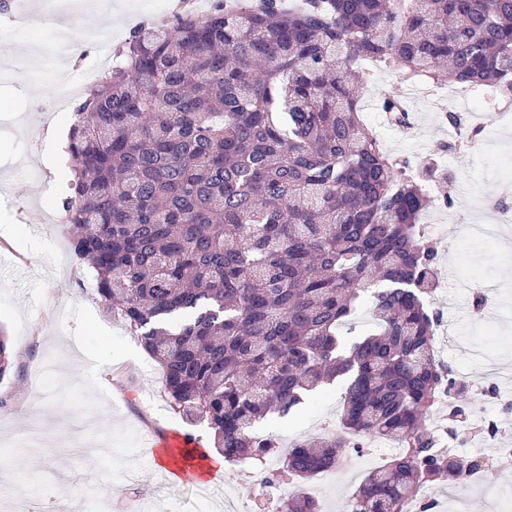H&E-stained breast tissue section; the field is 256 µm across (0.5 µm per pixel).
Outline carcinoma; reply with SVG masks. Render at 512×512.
I'll list each match as a JSON object with an SVG mask.
<instances>
[{"mask_svg": "<svg viewBox=\"0 0 512 512\" xmlns=\"http://www.w3.org/2000/svg\"><path fill=\"white\" fill-rule=\"evenodd\" d=\"M113 57L75 107L62 208L97 294L174 405L213 431L224 461L261 462L276 444L260 423L339 385L341 428L288 448L272 479L394 442L345 512H406L426 486L478 471L431 422L457 380L435 359L426 305L425 178L361 121L354 77L371 60L509 99L512 0L218 2L133 31ZM382 110L408 122L396 92ZM367 297L375 329L347 344ZM14 366L0 333V379ZM279 512L319 505L298 492Z\"/></svg>", "mask_w": 512, "mask_h": 512, "instance_id": "1", "label": "carcinoma"}]
</instances>
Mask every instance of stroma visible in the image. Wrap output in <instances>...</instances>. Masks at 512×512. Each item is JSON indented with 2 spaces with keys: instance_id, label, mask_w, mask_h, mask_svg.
Returning a JSON list of instances; mask_svg holds the SVG:
<instances>
[{
  "instance_id": "stroma-1",
  "label": "stroma",
  "mask_w": 512,
  "mask_h": 512,
  "mask_svg": "<svg viewBox=\"0 0 512 512\" xmlns=\"http://www.w3.org/2000/svg\"><path fill=\"white\" fill-rule=\"evenodd\" d=\"M0 0V55L13 67L0 76V225L10 224L17 236H0V333L8 336L16 356L13 372L0 379V454L15 450L28 428L47 422L45 445L53 454L32 452L17 482L30 498L0 495V512H25L38 501L42 512H57L81 502L88 512H224L220 502L200 495L189 479L162 478L150 445L154 438L179 432L199 445L212 447L206 425H193L172 406L157 363L142 349L122 320L107 312L91 271L70 245L63 224L62 198L69 195L70 167L64 151L48 155L45 123L70 129L73 112L45 118L44 107L55 98L59 80L78 81L95 59L92 30L83 25L81 0H66L62 10L48 12L46 0ZM100 10L119 16L118 26L105 29L112 46L144 25L166 23L172 0H103ZM401 71L364 62L362 119L376 131L390 154L408 160L418 174H431L440 196L472 193L474 205L454 207L441 233L434 235V265L448 276L447 288L431 294L430 305L441 314L436 331L438 359L452 369L471 398L470 413L456 438L447 445L470 457L488 451V425H512L506 403L512 393L490 386L485 364L493 359L512 365V223L499 238H465V224H490L499 204L512 205V123L495 108L482 110L481 136L486 145L474 150L465 140L451 141V96L460 86L447 84L432 92L402 82ZM401 89L415 119L413 130L389 122L382 97ZM488 295L487 316L457 317L459 307L472 309L476 296L469 282ZM57 370L51 385L36 376L46 363ZM339 387L312 394L300 414L264 425L282 450L321 432L340 414ZM89 439L108 434L111 453L74 456L67 448L74 433ZM392 453L387 440L374 439L349 462L319 474L303 486L323 512H344L361 479L384 464ZM432 512H512V470L505 471L493 492L483 486L456 483L427 492Z\"/></svg>"
}]
</instances>
